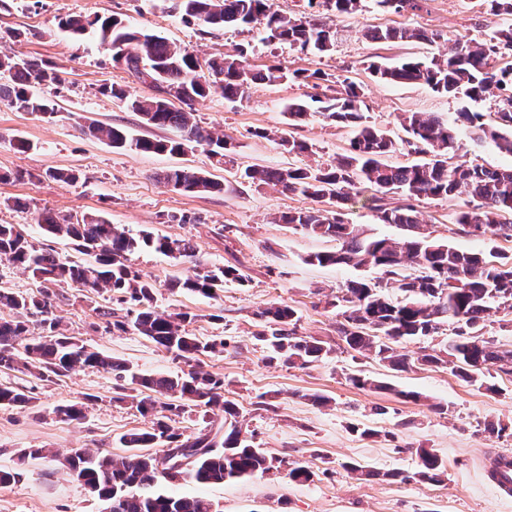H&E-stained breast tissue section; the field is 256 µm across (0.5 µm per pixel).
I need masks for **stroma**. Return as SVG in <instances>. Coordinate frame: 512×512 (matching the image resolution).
I'll list each match as a JSON object with an SVG mask.
<instances>
[{
  "label": "stroma",
  "mask_w": 512,
  "mask_h": 512,
  "mask_svg": "<svg viewBox=\"0 0 512 512\" xmlns=\"http://www.w3.org/2000/svg\"><path fill=\"white\" fill-rule=\"evenodd\" d=\"M174 0H0V52L28 59L48 60L63 73L57 86L33 84L35 93L58 105L53 118L20 112L0 104V224L21 227L37 246L60 256L72 255L71 244L46 236L39 213L101 215L124 225L131 235L150 231L170 237H190L200 262L221 266L238 258L250 277L248 285L225 284L214 296L186 290L170 291L171 280L187 275L191 264L143 249L132 256L135 266L156 283L157 309L191 314L189 332L200 340H225L220 353L200 354L185 363L146 337L107 328L99 311L109 306L107 295L86 297L77 286L59 288L0 262V289L27 294L46 293L67 335L125 363L139 374H177L196 368L224 381V396L235 401L240 424L259 448L286 463L310 466L306 482L289 480L284 467L223 484H201L186 478L159 481L157 491L199 497L215 512H512V498L498 495L489 483L483 459L493 450L512 451V376L493 371L495 391L466 383L448 366L421 363L422 354L444 347L455 338L448 323L428 339L402 341L406 370H392L372 355L349 349L336 332L340 321L335 306L348 281L358 272L350 267L307 264V255L330 249L329 241L278 223L282 213L312 207L311 199L281 187L242 179L246 166L288 168L325 164L346 154L351 131L314 115L289 126L287 107L297 99L323 96L324 87L288 79L274 85L258 84L241 99L213 94L197 99L192 110L200 125L230 138L239 165L222 168L207 151L197 147L185 155L140 153L112 148L85 136L89 122L125 128L132 137L165 139L168 128L145 126L139 115L101 95L98 87L111 81L133 94L150 96L153 90L126 71L107 63L108 51L94 37L71 36L59 29L65 15L117 17L128 25L156 33L200 58L237 46L248 51L251 65H281L288 71L319 70L350 79L363 88L362 108L369 122L393 138L403 137L400 118L408 112H426L448 118L461 108L492 114L502 92L491 90L477 101L448 96L424 84L394 86L380 81L370 64H389L405 56L427 58L444 50L445 38L480 41L498 23L484 0H417L416 9L386 12L365 0L362 11L336 16V41L324 54L303 52L286 43H270L262 30L227 27L204 30L186 23L173 9ZM369 26H408L440 33L442 42H373L363 37ZM8 29L23 30L20 40L4 38ZM289 131L312 147L309 154L284 152L271 140L272 132ZM191 167L223 183L222 192L184 194L156 179L158 172ZM57 170H75L79 181L54 180ZM371 192L354 193L345 221L368 232L398 237L402 231L381 223L367 200ZM416 208L434 237L463 250L497 251L512 255V239L457 233L455 207L444 199L423 198ZM171 214L187 216L184 224L168 222ZM275 302L292 306L296 333L330 346L327 357L306 366L269 362L254 338L255 314ZM380 381V388L360 389L350 375ZM0 384L30 392L25 408L0 407V469L16 472L17 479L0 486V512H103L96 495L77 481L63 464L68 449L86 448L119 457L126 450L122 435L150 428L125 398L131 381L104 370L76 369L60 378L42 381L27 372L0 368ZM323 396L318 405L314 396ZM89 400L84 419L62 420L58 406ZM362 428L375 430L372 438L359 436ZM27 448L44 449V457H24ZM434 449L445 461L442 482L416 479L418 449ZM357 463L359 476L349 471Z\"/></svg>",
  "instance_id": "35a3bbf8"
}]
</instances>
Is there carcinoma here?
Returning a JSON list of instances; mask_svg holds the SVG:
<instances>
[{
	"instance_id": "carcinoma-1",
	"label": "carcinoma",
	"mask_w": 512,
	"mask_h": 512,
	"mask_svg": "<svg viewBox=\"0 0 512 512\" xmlns=\"http://www.w3.org/2000/svg\"><path fill=\"white\" fill-rule=\"evenodd\" d=\"M363 0H323L335 15L360 11ZM488 12L502 23L482 42L455 39L445 54H434L423 61L407 57L376 66L373 72L393 84L423 83L437 93L464 94L477 101L492 89L508 92L497 111L496 125L484 122V114L463 109L448 122L422 112L402 118L406 133L402 143L421 159L391 165L385 157L397 151V142L370 125L361 108V88L343 80L342 89L314 99L316 113L351 130L347 153L336 162L315 167L244 170L243 178L279 186L290 193L317 201L327 200L333 209L305 208L284 213L280 222L309 235L336 241V248L309 255L306 262L319 266L346 265L356 270L381 271L371 282L364 278L350 281L338 299L343 321L337 332L347 346L369 353L394 370H404L409 362L393 344L402 339H421L437 333L439 326L457 324V340L439 351L425 353V364L447 365L467 383H475L491 366L512 374V350H503L495 341L478 334L480 323L493 308L512 310V256L494 249L463 251L422 229L411 200L441 197L450 201L460 194L468 200L454 212V225L462 233L471 224L490 229L492 236L512 239V167L489 168L474 161H455L459 134L467 133L488 140L501 152L512 155V0H485ZM174 9L185 21L217 29L227 25L260 26L269 42H285L301 51L319 53L331 50L333 23L311 16L282 14L272 9L270 0H175ZM59 27L73 35L92 32L112 54L124 58L125 69L134 78L147 73L154 95L139 97L114 83H104L100 92L139 114L147 125L171 128L177 137L163 140L132 138L126 130L91 122L84 135L117 148L141 153L179 154L192 142L208 147L209 153L226 163L235 162L233 143L201 127L194 113L175 106L163 97L170 94L185 105L197 98L220 93L226 99L246 96L252 85H273L288 78L320 86L325 74L286 72L278 65L256 70L247 62V49L240 46L233 54L219 53L200 58L167 38L133 28L111 17L69 15ZM363 36L375 42H415L430 44L440 35L412 28H367ZM0 72L10 82L0 84V102L12 109L37 114H54L56 103L36 95L34 83L47 86L63 82L61 71L43 60L1 55ZM279 146L290 154H304L310 146L286 133ZM159 182L174 191L207 194L223 190L221 183L190 168H173L158 175ZM371 188L372 209L380 222L395 224L407 231L397 238L367 233L358 224H347L343 210L354 190ZM37 224L55 238H66L74 250L92 257L88 262L72 261L38 247L14 224H0V262L20 268L33 277L60 288L76 285L91 294L107 292L116 304L127 305L125 320L112 327L131 330L148 338L176 357L191 361L196 355L215 352L224 342L201 341L186 330L191 316L182 311H159L153 306L155 284L131 264V255L149 248L165 256L193 262L188 275L169 285L206 296L215 294L224 282L241 286L249 282L241 265L204 266L196 259L197 247L189 237L172 238L145 232L135 238L125 228L99 215H61L43 211ZM410 267L413 273L405 274ZM0 306L14 316L0 320V367L22 365L40 380L67 375L76 367L124 371V365L75 338L59 331L52 317L49 296L0 290ZM41 316L45 336L30 335V318ZM259 330L254 338L274 355L288 363L303 365L329 353L324 342L296 336V310L285 303H273L256 313ZM27 340L23 350L20 341ZM140 387L132 396L136 410L155 417L148 430L134 431L120 438L128 454L115 459L110 454L91 453L73 448L65 456L71 474L98 499L110 502V512H215L212 504L198 497L166 495L151 491L158 477L175 481L182 476L198 483L219 484L237 480L257 471L273 468V459L253 441L242 435L237 405L224 398V380L192 369L175 375L132 376ZM166 401H159V397ZM32 397L23 389L0 385V407H25ZM218 407L224 422L195 436H186L171 425L173 417L192 407ZM82 402L62 405L56 414L65 420L85 418ZM181 448L189 459L185 467H161L162 456L150 452ZM420 460L415 476L428 483H440L447 473L443 459L432 449L417 450Z\"/></svg>"
}]
</instances>
